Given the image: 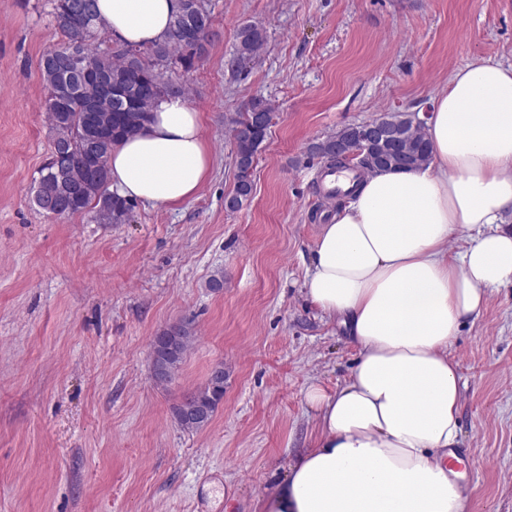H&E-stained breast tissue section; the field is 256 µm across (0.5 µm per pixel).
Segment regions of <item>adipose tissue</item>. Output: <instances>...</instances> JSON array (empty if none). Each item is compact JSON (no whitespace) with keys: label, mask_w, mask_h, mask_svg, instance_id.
I'll return each mask as SVG.
<instances>
[{"label":"adipose tissue","mask_w":512,"mask_h":512,"mask_svg":"<svg viewBox=\"0 0 512 512\" xmlns=\"http://www.w3.org/2000/svg\"><path fill=\"white\" fill-rule=\"evenodd\" d=\"M177 5L97 0L113 38L134 47L159 41ZM425 132L429 166L362 175L315 240L307 298L339 319L359 357L335 390L308 387L316 436L260 512H469L448 475L462 386L448 351L490 291L512 284V64L478 58L456 70ZM209 164L199 112L168 96L113 146L109 187L173 208Z\"/></svg>","instance_id":"1"}]
</instances>
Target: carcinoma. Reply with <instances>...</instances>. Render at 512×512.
<instances>
[{
    "label": "carcinoma",
    "instance_id": "1",
    "mask_svg": "<svg viewBox=\"0 0 512 512\" xmlns=\"http://www.w3.org/2000/svg\"><path fill=\"white\" fill-rule=\"evenodd\" d=\"M96 0H50L54 26L63 36L61 43L48 48L40 58V75L46 90L45 112L52 132V150L70 149L84 137L91 126L105 136L106 144L98 157L87 158L73 153L69 165L61 170L54 157H49L41 176L33 188V203L48 214L76 215L90 210L101 224H119L132 208L131 201L107 191L109 183L108 158L112 146L144 128L158 101L170 95L185 93V87L173 76L176 67L185 71L207 54L213 31L212 16L195 18L177 9L163 38L143 49L127 48L112 52L102 48L98 32L105 22L97 13ZM265 42L264 29L255 23L241 25L237 31V46L229 65L241 71L250 64ZM76 46L81 60L99 72L112 74L127 95L122 108H110L98 103V90L93 80H87L80 93L64 99L57 93L60 73L72 64L67 58L68 47ZM263 112L267 121L250 122L252 113ZM274 120L273 108L261 98L253 99L246 112L233 121L232 135L235 147V188L228 200L229 207L239 209L251 200L254 163ZM344 129L314 143L310 151L336 163V154L324 150L323 145L336 144V136ZM421 150V158L412 164L417 168L429 164L431 149L426 141L423 125L407 128ZM168 334L180 336L183 342L170 359L172 372H177L195 336L189 323L169 326ZM224 398V380H207L204 387L184 396L190 411L199 418L188 420L177 408L172 416L178 426L187 431L205 428Z\"/></svg>",
    "mask_w": 512,
    "mask_h": 512
}]
</instances>
